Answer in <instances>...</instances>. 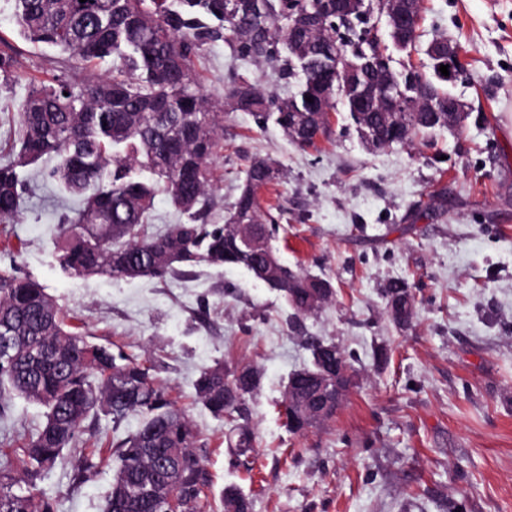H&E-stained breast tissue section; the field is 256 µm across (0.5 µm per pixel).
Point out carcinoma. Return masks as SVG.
Returning a JSON list of instances; mask_svg holds the SVG:
<instances>
[{"mask_svg": "<svg viewBox=\"0 0 512 512\" xmlns=\"http://www.w3.org/2000/svg\"><path fill=\"white\" fill-rule=\"evenodd\" d=\"M14 16L32 44L57 49L90 64L111 61L106 77L82 86L62 75L32 87L19 104L21 128L6 161L0 162V222L19 212L24 183L21 169L45 155L59 158L49 172L80 208L60 218L63 236L59 264L72 275L112 278H163L199 263L222 268L242 266L253 276L267 264L275 219H261L258 193L275 182L278 171L253 159L244 185L223 224H209L215 205L210 161L224 134L223 110L203 94L198 64L204 47L222 41L234 56L272 65L284 80L298 79L297 92L285 99L265 94L243 80L229 91L235 109L249 112L259 126L274 122L300 147L315 144L325 133L311 113L306 127L293 133L299 111L319 91L320 76L338 48L344 53L384 58L391 55L377 36L373 11L345 17L336 0H14ZM314 17L316 33L308 40L307 69L297 67L289 45L291 25ZM448 37L430 40L424 54L427 76L409 64L394 98L427 97L443 104L452 94L438 72V51ZM15 55L0 49V79L13 76ZM358 130H370L395 145L386 104L376 101L356 112L346 105ZM405 141L448 128L431 125L408 112ZM187 215L163 233L150 234L146 223L158 194ZM244 224L260 243L247 248L230 226ZM269 286L278 290L293 314L307 316L322 304H307L310 278L289 267ZM8 331L11 348L0 351V414L11 395L46 409L44 423L19 448L0 450V512H55L53 498L34 480L53 469L64 451L84 443L82 425L101 409L115 426L129 416L136 428L112 440L119 459L106 512H203L208 478L196 452L198 433L185 413L175 408L155 382L146 362L123 350L88 342L66 324L65 313L37 281L0 270V332ZM309 369L322 346L336 343L319 336L305 339ZM261 375L251 366L232 370L217 363L202 369L194 382L197 399L217 418L243 417L246 401L260 388ZM229 444L235 462L246 465L254 448L247 425L234 427ZM171 452L182 459L181 471L168 474L156 461ZM150 483L162 491L131 499L125 489ZM178 490L176 502L167 492ZM237 498L239 512L252 502L228 484L220 501Z\"/></svg>", "mask_w": 512, "mask_h": 512, "instance_id": "1", "label": "carcinoma"}]
</instances>
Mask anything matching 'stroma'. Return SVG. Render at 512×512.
Returning a JSON list of instances; mask_svg holds the SVG:
<instances>
[{
    "label": "stroma",
    "mask_w": 512,
    "mask_h": 512,
    "mask_svg": "<svg viewBox=\"0 0 512 512\" xmlns=\"http://www.w3.org/2000/svg\"><path fill=\"white\" fill-rule=\"evenodd\" d=\"M420 44L455 39L465 72L453 91L471 107L461 128L373 150L345 106L332 112L315 146L295 145L275 124L258 127L228 107L245 78L279 96L295 84L265 63L206 47L204 94L224 105V136L211 161L224 223L249 161L280 177L260 193L279 207L273 245L282 262L329 278L334 300L295 320L278 291L245 268L199 264L186 275L116 280L74 276L58 261L63 195L47 178L55 159L27 167L28 189L13 222L0 223V268L37 280L76 315L90 342L149 360L153 375L198 432L219 505L225 485L250 497L253 512H512V0H422ZM0 37L17 69L0 83V149L16 129L31 86L68 72L76 83L102 77L53 49L24 41L13 0H0ZM404 280L414 315L396 326L384 290ZM335 340L359 356L358 374L335 416L303 434L282 417L289 374L306 366L301 335ZM383 350L385 362L374 359ZM252 365L262 384L249 402L253 468L230 465L232 424L196 398L199 371ZM44 421L41 406L12 397L0 415V448L21 446ZM78 453L38 479L57 512H104L117 461Z\"/></svg>",
    "instance_id": "obj_1"
}]
</instances>
